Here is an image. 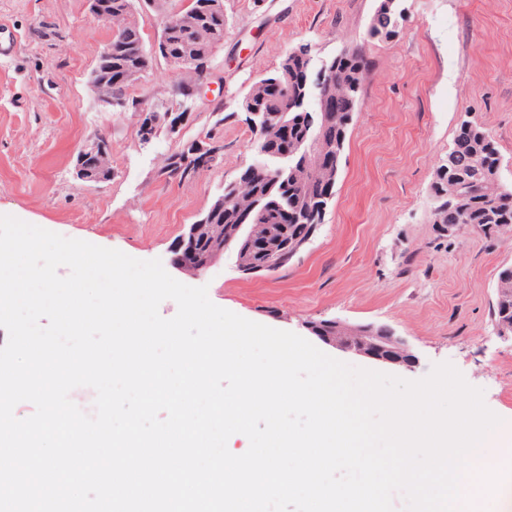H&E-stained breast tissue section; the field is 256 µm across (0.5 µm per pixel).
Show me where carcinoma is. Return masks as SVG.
Wrapping results in <instances>:
<instances>
[{
  "label": "carcinoma",
  "mask_w": 512,
  "mask_h": 512,
  "mask_svg": "<svg viewBox=\"0 0 512 512\" xmlns=\"http://www.w3.org/2000/svg\"><path fill=\"white\" fill-rule=\"evenodd\" d=\"M191 10L195 20L190 25L169 19L163 22L159 55L175 66L184 55L209 56L224 39L226 21L221 5L215 0H193ZM112 16L121 19L124 26L112 33V77L103 81V87L112 100L134 105L136 100L129 97L134 84L130 74L148 69L152 58L145 57L135 0H112ZM404 17L395 6L378 5L370 36L391 37ZM316 70L310 48L301 46L270 78L288 76L299 81L306 76L313 81ZM367 77L363 49L343 47L336 55V70L325 78L336 92L337 108L325 126L320 122L315 94L288 99L281 89L253 85L252 109L259 113V124L265 127L254 141L255 158L266 162L273 177L246 170L238 179L225 183L223 194L207 209L211 213L208 223L195 226L194 241L177 249L176 256L196 267L220 248L235 252L238 262L298 253L305 246L308 226L323 223L338 179L347 132ZM320 131L335 142L336 158L316 167L303 162L295 146ZM200 164L198 157L175 152L167 158L163 173L182 180L197 173ZM499 169L500 157L486 129L465 116L433 182V223L448 232L474 225L489 236L512 229V189L499 183ZM491 315L497 330L511 336L512 267L499 273Z\"/></svg>",
  "instance_id": "cac0c4a2"
}]
</instances>
